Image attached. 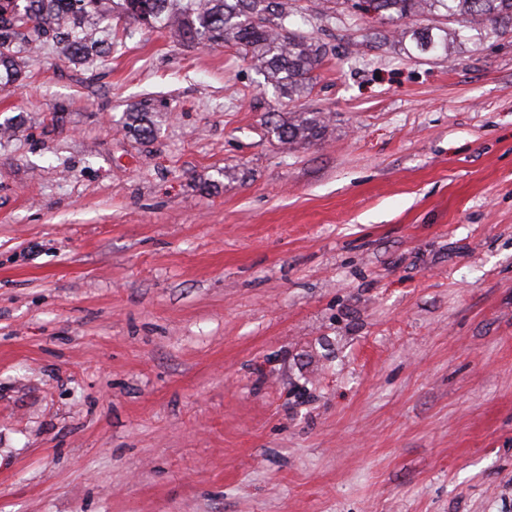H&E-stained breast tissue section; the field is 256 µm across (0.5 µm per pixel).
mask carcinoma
<instances>
[{"label":"carcinoma","mask_w":512,"mask_h":512,"mask_svg":"<svg viewBox=\"0 0 512 512\" xmlns=\"http://www.w3.org/2000/svg\"><path fill=\"white\" fill-rule=\"evenodd\" d=\"M150 21L146 25L165 29L171 37L206 46L233 44L260 71L279 95L292 101L310 91L311 74L324 56L323 48L297 32L301 12L288 0H148ZM377 18L394 26L400 37L408 31L398 27L418 15L453 19L458 29L441 28L436 34L412 33L422 51L451 53L453 44L479 40L489 35L512 34V0H365ZM111 20L106 0H15L10 11L0 6V85L19 79L17 49L32 50L51 38L63 45L71 61L86 60L104 52L97 38L102 24ZM324 129L322 118L296 112L283 123L270 127L283 144L317 139ZM125 130L136 138L153 136L154 127L144 108L128 112Z\"/></svg>","instance_id":"cac0c4a2"}]
</instances>
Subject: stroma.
Listing matches in <instances>:
<instances>
[{
    "label": "stroma",
    "mask_w": 512,
    "mask_h": 512,
    "mask_svg": "<svg viewBox=\"0 0 512 512\" xmlns=\"http://www.w3.org/2000/svg\"><path fill=\"white\" fill-rule=\"evenodd\" d=\"M296 4L294 101L125 18L106 58L19 53L0 512H512V38ZM296 111L321 139L269 133ZM125 130L136 138H150L153 136L154 127L148 117V111L144 108H133L128 112Z\"/></svg>",
    "instance_id": "35a3bbf8"
}]
</instances>
